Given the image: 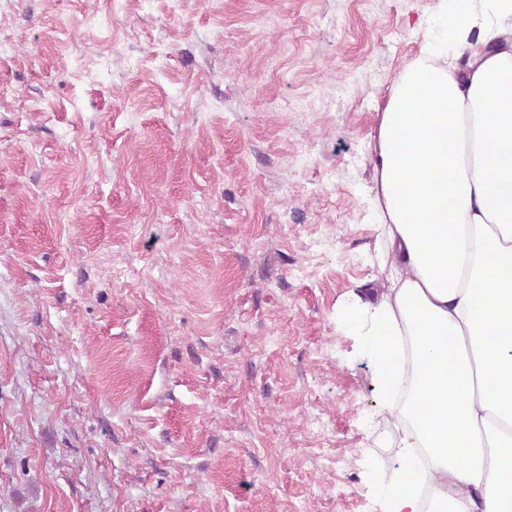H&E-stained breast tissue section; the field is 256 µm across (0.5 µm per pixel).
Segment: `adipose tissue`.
I'll list each match as a JSON object with an SVG mask.
<instances>
[{"label": "adipose tissue", "instance_id": "obj_1", "mask_svg": "<svg viewBox=\"0 0 512 512\" xmlns=\"http://www.w3.org/2000/svg\"><path fill=\"white\" fill-rule=\"evenodd\" d=\"M441 34L371 134L380 287L344 310L390 417L387 512H512V0Z\"/></svg>", "mask_w": 512, "mask_h": 512}]
</instances>
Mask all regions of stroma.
<instances>
[{"mask_svg": "<svg viewBox=\"0 0 512 512\" xmlns=\"http://www.w3.org/2000/svg\"><path fill=\"white\" fill-rule=\"evenodd\" d=\"M439 0H0V512H384L370 134Z\"/></svg>", "mask_w": 512, "mask_h": 512, "instance_id": "1", "label": "stroma"}]
</instances>
